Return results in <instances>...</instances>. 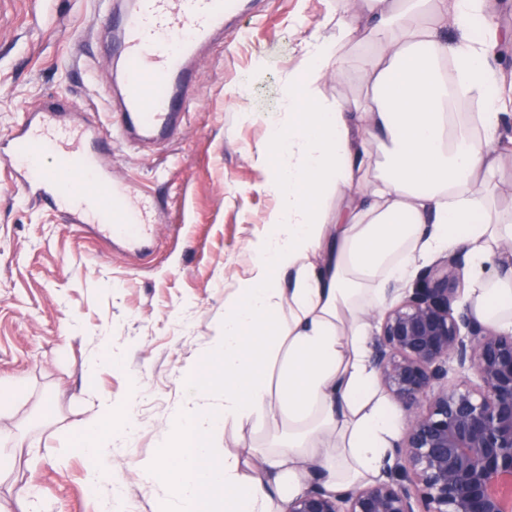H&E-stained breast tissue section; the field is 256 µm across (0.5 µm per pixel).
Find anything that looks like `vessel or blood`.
Returning a JSON list of instances; mask_svg holds the SVG:
<instances>
[{
	"mask_svg": "<svg viewBox=\"0 0 512 512\" xmlns=\"http://www.w3.org/2000/svg\"><path fill=\"white\" fill-rule=\"evenodd\" d=\"M108 26L122 62L118 110L110 129L66 117L57 106L27 112L0 161L14 185L67 223L89 224L110 241L144 247L154 233L153 205L116 183L113 143L132 149L173 141L197 83L190 63L224 33L244 0H112Z\"/></svg>",
	"mask_w": 512,
	"mask_h": 512,
	"instance_id": "1",
	"label": "vessel or blood"
}]
</instances>
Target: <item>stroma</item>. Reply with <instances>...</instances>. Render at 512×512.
Masks as SVG:
<instances>
[{"label": "stroma", "mask_w": 512, "mask_h": 512, "mask_svg": "<svg viewBox=\"0 0 512 512\" xmlns=\"http://www.w3.org/2000/svg\"><path fill=\"white\" fill-rule=\"evenodd\" d=\"M502 35L492 64L512 81V0H495ZM98 0H0V141L39 104L63 102L73 117L108 123V77ZM336 34L326 0H252L197 61L199 82L179 140L153 150L116 145L112 175L156 199L150 254L140 257L28 204L0 163V381L21 385L0 431L34 448L0 482V503L21 512L16 492L36 487L39 512H99L75 451L94 396L139 394L125 413L140 434L116 448L121 494L112 512H182L165 485H142L139 463L158 451L189 395L185 371L209 358L224 302L253 276L251 242L275 207L263 190L270 123L287 124L288 74L310 31ZM365 36L346 43V64L320 85L329 101L363 92L356 59ZM495 206L512 215V110L503 118ZM106 350L113 364L88 374Z\"/></svg>", "instance_id": "stroma-1"}]
</instances>
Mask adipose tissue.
Returning <instances> with one entry per match:
<instances>
[{
	"instance_id": "obj_1",
	"label": "adipose tissue",
	"mask_w": 512,
	"mask_h": 512,
	"mask_svg": "<svg viewBox=\"0 0 512 512\" xmlns=\"http://www.w3.org/2000/svg\"><path fill=\"white\" fill-rule=\"evenodd\" d=\"M494 0H338L335 37L312 35L288 76L287 125L270 126L276 162L263 183L276 197L255 245L256 276L224 304L211 338L223 391L199 383L139 467L166 479L184 512H287L311 477L331 492L381 476L402 421L380 396L371 322L391 283L419 261L465 245L473 314L512 328V223L493 206L502 103L489 61ZM455 25L462 36L447 43ZM376 41L359 58L368 92L354 105L324 100L319 84L341 67L359 31ZM380 158H373V150ZM77 452L98 492L112 447L136 426L119 402L95 401ZM275 425L251 459L223 453L224 425Z\"/></svg>"
}]
</instances>
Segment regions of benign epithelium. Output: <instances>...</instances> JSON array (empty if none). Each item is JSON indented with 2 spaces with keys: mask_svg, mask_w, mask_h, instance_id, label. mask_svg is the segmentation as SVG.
<instances>
[{
  "mask_svg": "<svg viewBox=\"0 0 512 512\" xmlns=\"http://www.w3.org/2000/svg\"><path fill=\"white\" fill-rule=\"evenodd\" d=\"M463 286V257L443 254L374 338L380 383L406 420L389 472L341 493L314 480L288 512H512V331L458 304Z\"/></svg>",
  "mask_w": 512,
  "mask_h": 512,
  "instance_id": "7a95c632",
  "label": "benign epithelium"
}]
</instances>
